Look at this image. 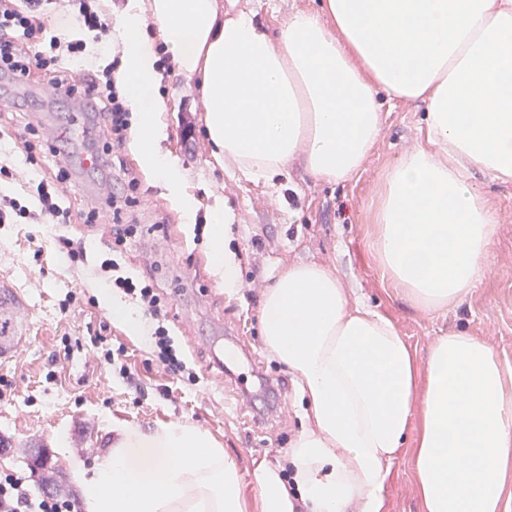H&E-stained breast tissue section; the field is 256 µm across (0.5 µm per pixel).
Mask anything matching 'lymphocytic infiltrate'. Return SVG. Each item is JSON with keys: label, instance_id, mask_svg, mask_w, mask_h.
<instances>
[{"label": "lymphocytic infiltrate", "instance_id": "f902f5d3", "mask_svg": "<svg viewBox=\"0 0 512 512\" xmlns=\"http://www.w3.org/2000/svg\"><path fill=\"white\" fill-rule=\"evenodd\" d=\"M66 2L65 15L71 26L91 33L99 46L110 52L111 13L105 0ZM45 16L43 0H0V77L16 87L32 88L37 94H50L52 100L73 104L72 111L61 113L54 135H44L39 122H27L26 160L40 166L41 173L28 179L27 201L8 196L0 200V223H70L64 192L79 166L71 145L81 135L89 144L86 155L93 163L88 173L96 186L80 218L83 223L95 224L102 216H110L112 250L120 254L150 232L149 227L129 220L139 203L140 181L115 153L126 140L132 117L121 59L113 56L108 63L82 67L85 42L50 33ZM107 283L136 299L149 315L155 357L166 374L180 381H195V372L169 334L167 304L153 279L118 271ZM0 512H77V507L53 492L32 497L24 477L1 472Z\"/></svg>", "mask_w": 512, "mask_h": 512}]
</instances>
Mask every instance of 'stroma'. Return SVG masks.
<instances>
[{
    "mask_svg": "<svg viewBox=\"0 0 512 512\" xmlns=\"http://www.w3.org/2000/svg\"><path fill=\"white\" fill-rule=\"evenodd\" d=\"M216 3L224 18L236 10L253 11L275 35L293 11L320 10V0ZM156 93L166 104L160 114L166 136L159 148L178 175L177 188L149 173L132 143H125L120 154L140 178L134 221L163 223L162 235L144 236L116 257L102 224L89 228L77 223H0V287L16 296L14 341L0 349V437L8 443L0 450V472L27 475V487L35 495L38 479L27 461L31 449H47L64 476L70 457L89 463L108 450L113 421H127L146 433L186 423L204 430L235 461L247 498H254L249 481L255 464H285L294 441L312 425L298 378L267 348L260 326L264 289L294 264L324 266L351 297L388 316L419 366H427L429 349L439 337L461 328L512 364V181L474 177L494 208L500 231L486 276L458 307L418 309L374 262V209L382 176L399 155L420 146L423 102L385 108L383 137L353 179L320 180L297 160L271 188L232 176L223 160L214 157L205 131H198L195 146H182L178 113L193 109L198 121L206 119L196 81L176 70L158 78ZM26 121L19 112L0 115V166L24 168ZM177 191L194 200L192 211L175 204ZM219 203L233 215L225 228V247L235 258L240 278L255 279L252 287L232 294L225 292L212 260L211 212ZM198 225L203 228L199 234L194 231ZM61 235L84 242V264L70 265L57 245ZM111 257L130 274L153 275L168 302L170 334L195 368L196 384L173 380L151 363L148 315H140L138 334L113 320L109 301L124 304L128 298L105 284L101 264ZM64 302L69 305L65 313L59 309ZM221 327L243 336L260 373L284 381L281 409L266 424L254 425L248 404L237 399L232 378L209 364L208 341ZM99 337L124 343L122 361L135 382L123 379L118 368L84 356V348ZM67 342L76 344V351L55 370L54 379H47L50 356ZM384 495V512H421L410 455L392 463Z\"/></svg>",
    "mask_w": 512,
    "mask_h": 512,
    "instance_id": "obj_1",
    "label": "stroma"
}]
</instances>
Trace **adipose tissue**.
I'll list each match as a JSON object with an SVG mask.
<instances>
[{"mask_svg":"<svg viewBox=\"0 0 512 512\" xmlns=\"http://www.w3.org/2000/svg\"><path fill=\"white\" fill-rule=\"evenodd\" d=\"M150 23L180 71L200 77L216 155L247 181L274 183L297 159L317 178L351 179L380 141L384 103L424 102V146L384 173L373 254L419 309L467 299L499 232L472 174L512 180V0H322L276 36L250 11L220 18L215 0L127 12L132 143L170 181ZM260 321L313 420L286 466L255 465L260 512H382L390 465L410 441L423 512H512V366L491 345L455 332L419 370L393 321L315 263L266 288ZM114 429L93 466L69 462L86 512H248L235 462L204 431Z\"/></svg>","mask_w":512,"mask_h":512,"instance_id":"adipose-tissue-1","label":"adipose tissue"}]
</instances>
